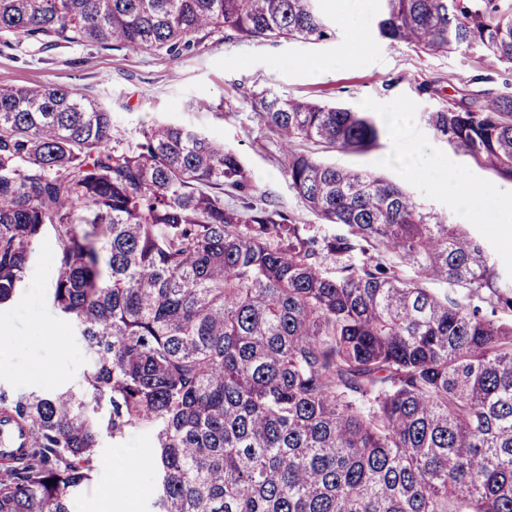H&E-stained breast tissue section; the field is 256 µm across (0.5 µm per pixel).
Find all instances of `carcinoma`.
Instances as JSON below:
<instances>
[{"instance_id":"1","label":"carcinoma","mask_w":512,"mask_h":512,"mask_svg":"<svg viewBox=\"0 0 512 512\" xmlns=\"http://www.w3.org/2000/svg\"><path fill=\"white\" fill-rule=\"evenodd\" d=\"M318 2L0 0V36L134 54L221 30L320 42ZM380 2L392 42L512 64V0ZM254 108L296 195L341 232L293 222L191 126L155 121L118 148L110 108L0 85V306L52 230L50 301L92 355L77 390L0 388L28 437L0 461V512H73L101 438L141 428L153 512H512V319L471 304L512 311V280L466 225L300 149L366 152L369 117L271 90ZM426 119L512 181V95Z\"/></svg>"}]
</instances>
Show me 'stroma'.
<instances>
[{"mask_svg": "<svg viewBox=\"0 0 512 512\" xmlns=\"http://www.w3.org/2000/svg\"><path fill=\"white\" fill-rule=\"evenodd\" d=\"M319 8L333 21L335 34L317 43L239 40L213 32L201 35L198 44L176 55H137L83 45L48 49L26 40L0 42V84L63 86L103 102L111 107L113 122L126 144L136 142L141 129L156 120L195 127L241 157L259 195L320 236L336 233L338 227L323 223L295 194L286 174V156L252 107L255 95L271 89L310 101L333 102L366 112L378 124L385 112L405 105L411 118L405 143L427 144L426 166L454 173L457 181L452 188L436 187L400 166L385 164V156L396 150L385 128L370 151L328 152L325 161L380 175L448 223L467 225L484 241L503 276L511 278L512 252L498 249L501 227L497 220L512 205V182L499 179L438 139L426 115L481 89L495 94L512 92V66L490 64L477 49L429 56L380 38L375 29L379 0H368L355 27L345 20L347 0H321ZM358 33L368 44L361 59L328 72L312 70L313 61L339 55ZM476 186L490 191L487 211L478 212L460 202ZM55 252L54 235H46L36 248L23 295L0 307V327L23 339L8 356L9 368L0 370L2 388L48 395L79 387L90 367L82 337L50 304ZM40 355L51 363L45 376L30 380L19 375V368ZM149 443L144 431L128 435L118 448L111 438H102L99 466L79 498V512H101L116 475L134 471Z\"/></svg>", "mask_w": 512, "mask_h": 512, "instance_id": "35a3bbf8", "label": "stroma"}]
</instances>
